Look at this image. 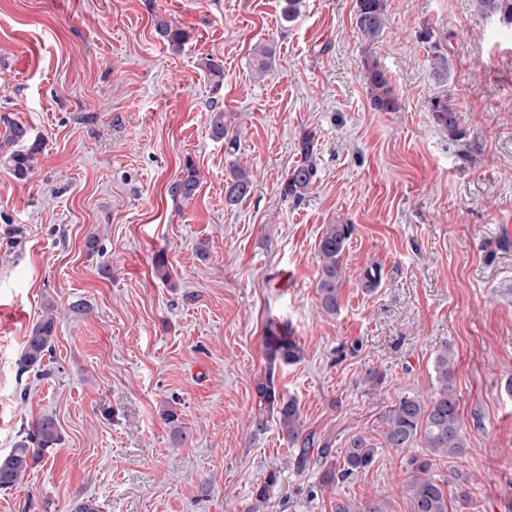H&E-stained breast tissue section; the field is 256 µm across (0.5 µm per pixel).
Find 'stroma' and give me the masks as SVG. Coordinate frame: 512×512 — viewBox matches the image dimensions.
Segmentation results:
<instances>
[{
    "label": "stroma",
    "instance_id": "35a3bbf8",
    "mask_svg": "<svg viewBox=\"0 0 512 512\" xmlns=\"http://www.w3.org/2000/svg\"><path fill=\"white\" fill-rule=\"evenodd\" d=\"M384 6L369 43L356 0H304L291 22L281 0H0V117L45 142L28 180L0 167V454L39 416L62 433L0 490V512L86 501L96 512H247L274 468L261 512H335L341 500L409 512L413 449L380 447L369 471L332 489L313 459L323 446L341 456L355 434L379 444L383 409L434 392L445 345L468 448L434 474L452 495L471 493L464 512H505L512 252L491 238L512 218V30L478 18L472 0ZM160 18L184 32L182 48L156 34ZM259 45L272 51L262 74ZM368 55L396 111L371 106ZM208 56L224 63L222 86L201 68ZM437 97L455 108L456 132L436 123ZM219 113L239 136L235 154L211 135ZM308 133L318 174L298 201L283 184ZM189 163L199 190L172 200ZM233 163L252 187L230 207ZM329 224L353 227L333 316L317 291ZM373 265L381 283L367 292ZM50 301L53 350L20 371ZM272 321L303 349L275 375L315 435L302 469L276 421L257 436L249 427ZM171 405L180 439L161 417Z\"/></svg>",
    "mask_w": 512,
    "mask_h": 512
}]
</instances>
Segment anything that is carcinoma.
Instances as JSON below:
<instances>
[{
  "instance_id": "carcinoma-1",
  "label": "carcinoma",
  "mask_w": 512,
  "mask_h": 512,
  "mask_svg": "<svg viewBox=\"0 0 512 512\" xmlns=\"http://www.w3.org/2000/svg\"><path fill=\"white\" fill-rule=\"evenodd\" d=\"M477 15L497 22L504 28L512 29V0H474ZM384 16V0H356V24L369 41H375L381 31ZM157 34L170 45L179 48L184 33L171 22L160 19L156 23ZM367 93L374 110L394 112L398 101L387 75L374 62H366ZM202 68L209 80L218 86L224 81V64L212 58H205ZM431 111L439 125L449 131L456 129L455 110L448 100L437 98L431 104ZM0 165L16 179H27L34 170V160L43 150L40 139L32 138L29 127L14 120H0ZM230 128L224 116H216L212 124V134L217 139L228 141L229 148L236 146V138L229 137ZM313 136L307 135L301 143L300 163L288 174L284 183V194L297 199L304 196L317 177V167L312 159ZM181 178L170 183L167 193L174 200L188 201L198 192L200 180L193 164L185 166ZM252 179L242 167L230 171L224 200L230 206L237 205L250 191ZM353 231L350 224H329L323 232L317 250L320 267L318 294L320 308L327 315H334L340 309V288L342 285V256L347 241ZM57 317L55 306L48 304L26 340L19 358L23 371L37 369L44 358L51 354ZM264 346L269 369L255 384L257 412L249 421L253 434L267 429V420L275 417L281 432L288 442L299 447L298 464L308 462L309 449L314 446L315 436L306 432L301 420L297 401L285 397L275 386L276 365H291L303 357V349L288 327L270 324L264 336ZM455 357L452 349L443 347L435 356L434 372L438 388L430 399L425 400L415 394H406L398 402L383 411L379 420L383 424L381 438L387 448H425L419 456L408 461V479L405 482L409 497L410 512H448L452 498L449 483L435 477L433 468L442 457H457L466 452L467 441L464 423L459 408V400L454 389ZM62 436L57 422L47 416L35 419L26 431L24 439L16 442L14 448L0 456V489H8L18 483L27 470L40 462L44 452L60 444ZM378 452L376 444L363 435L349 438L341 460H328V449L320 451L319 482L324 487H334L351 477L367 472L373 466ZM278 481L277 471L267 473L264 481L256 486L252 512L264 505L270 495V488Z\"/></svg>"
}]
</instances>
